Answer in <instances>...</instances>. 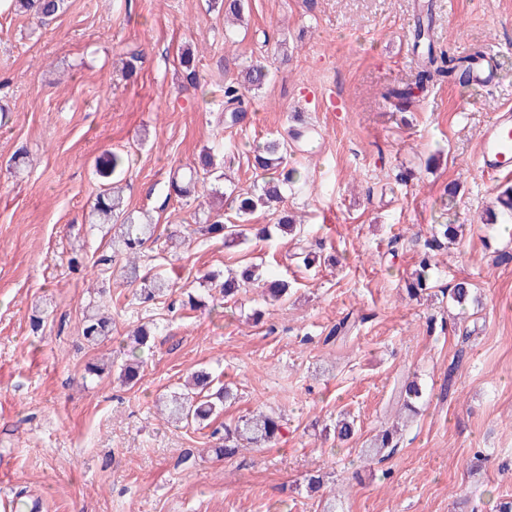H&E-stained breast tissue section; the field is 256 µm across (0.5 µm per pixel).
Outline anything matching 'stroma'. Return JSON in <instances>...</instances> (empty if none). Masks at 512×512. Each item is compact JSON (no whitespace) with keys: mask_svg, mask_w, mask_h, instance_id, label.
I'll use <instances>...</instances> for the list:
<instances>
[{"mask_svg":"<svg viewBox=\"0 0 512 512\" xmlns=\"http://www.w3.org/2000/svg\"><path fill=\"white\" fill-rule=\"evenodd\" d=\"M418 3L247 0L244 26L230 32L209 0H66L43 24L0 4V494H38L43 512H321L331 496L336 512H494L512 497V262L495 261L512 253V236L480 221L512 175L477 165L483 129L512 109V0H433L437 48L493 50L503 79L486 91L445 83L397 109L379 91L417 71ZM186 46L196 89L179 83ZM131 50L144 62L126 80ZM250 59L271 79L245 91V118L230 127L224 86ZM294 112L316 130L292 155L308 176L287 198L303 238L227 246L196 233L210 198L169 196L173 172L221 148L248 188L251 147L288 137ZM110 151L131 158L128 208L156 224L140 263L174 281L171 299L146 307L117 264H102L108 227L89 221L96 162ZM446 222L463 225L462 241L437 251L429 295L409 298L405 281ZM250 263L288 279V300L268 305L249 287L221 308L183 307L207 293L203 274ZM462 279L481 298L463 309L448 297ZM90 303L112 316L95 343L80 332ZM349 314L356 329L329 339ZM142 324L154 337L130 386L123 349ZM92 363L104 372L88 374ZM202 367L237 394L220 423L281 415L273 446L219 457L211 428L164 419L161 406ZM408 380L423 391L419 414L394 452L366 459ZM343 413L358 426L344 442L333 433ZM316 472L324 485L312 495Z\"/></svg>","mask_w":512,"mask_h":512,"instance_id":"obj_1","label":"stroma"}]
</instances>
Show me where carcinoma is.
Wrapping results in <instances>:
<instances>
[{"label": "carcinoma", "instance_id": "carcinoma-1", "mask_svg": "<svg viewBox=\"0 0 512 512\" xmlns=\"http://www.w3.org/2000/svg\"><path fill=\"white\" fill-rule=\"evenodd\" d=\"M14 7L24 13L32 14L43 20L56 16L64 6V0H12ZM213 4L224 10V19H240L244 11V0H213ZM414 44L420 58V70L415 82L404 83L389 87L383 97L389 101L394 99L407 100L411 97L413 89H422L428 85L442 82L447 77L463 80L471 70V59H462L445 53L437 54L432 39V12L431 5H426L425 15L417 16L414 26ZM181 68L182 87L196 88L200 83V76L195 58L190 50H182L179 58ZM269 78V70L261 64L245 66L244 82H232L224 88V112L226 120L234 125L243 118L242 88L260 89ZM292 143L286 139L269 138L255 146L253 150L252 166L261 179V183L250 189L231 191L225 194L230 207L235 210L238 223L226 224L217 213L205 219L199 226V231L213 239L224 241L230 245L242 240L246 236L243 222L247 221L260 208H274L280 210L277 223L267 224L258 229V235L270 239L275 235H301L304 229L298 227L296 219L288 211L280 208L284 203V188L299 182H306V177L299 169L290 166L288 157L291 156ZM103 177L109 178L114 174H121L130 167L129 156L120 152L105 154L100 163ZM217 166L215 155L206 151L198 157L187 182L176 178L170 180L169 193L183 196L190 193V186L197 181H207L210 177L222 179L216 174ZM502 209L489 211L481 216L484 224H511L512 223V188L505 190L500 199ZM94 224L118 225V232L111 240L112 253L124 259L120 276L133 283L141 281L139 299L142 302L153 301L169 292L168 281L158 275L146 276L140 274V253L147 241L154 233L156 225L149 217L137 222L131 214L127 213L120 188L106 183L97 196L91 213ZM458 240V225L437 224L433 228L430 240L426 241L427 251L419 260L418 269L413 273L409 282L408 291L417 296L430 288L429 270L435 252L448 244ZM256 284L262 289L264 297L270 304H275L288 294V281L280 277H263L258 268L250 266L242 271L241 279L230 278L220 284V293L225 298L235 297L242 289ZM449 298L460 306L469 304L475 298L474 287L466 280L455 283L448 289ZM112 333L111 317L100 305H92L83 315L82 335L95 341L105 338ZM142 361L138 358H129L121 366V375L127 383H134L140 377ZM422 397V389L415 382H408L399 390L398 398L402 399V407L412 410ZM234 395L227 387L215 385V377L201 369L192 374L191 382L186 384V392L171 396L164 405V416L171 422L194 421L202 423L212 416L218 415L224 403L233 399ZM280 417L274 414L256 412L245 416L231 425H224V447L215 449L221 456H230L242 448L254 445L271 446L275 444L280 434ZM397 446L394 433L384 431L372 442L371 446L362 449L363 455L374 459L387 449Z\"/></svg>", "mask_w": 512, "mask_h": 512}]
</instances>
